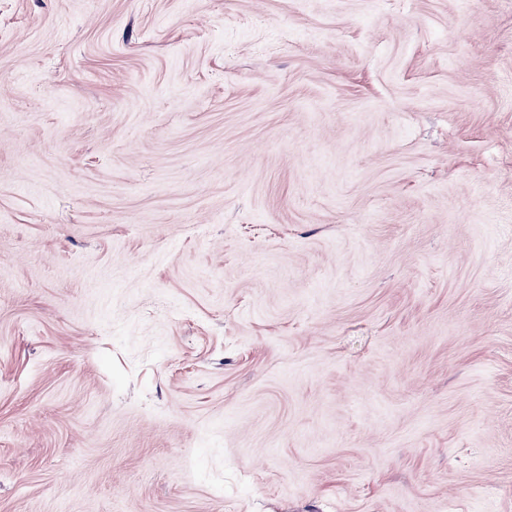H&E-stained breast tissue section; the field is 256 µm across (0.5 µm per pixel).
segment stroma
<instances>
[{
	"instance_id": "35a3bbf8",
	"label": "stroma",
	"mask_w": 512,
	"mask_h": 512,
	"mask_svg": "<svg viewBox=\"0 0 512 512\" xmlns=\"http://www.w3.org/2000/svg\"><path fill=\"white\" fill-rule=\"evenodd\" d=\"M0 512H512V0H0Z\"/></svg>"
}]
</instances>
